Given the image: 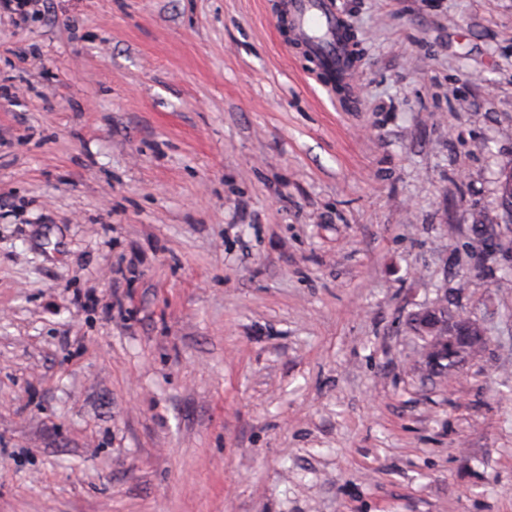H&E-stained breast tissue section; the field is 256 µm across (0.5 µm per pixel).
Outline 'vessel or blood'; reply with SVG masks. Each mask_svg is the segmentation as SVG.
<instances>
[{"label": "vessel or blood", "instance_id": "b4317fda", "mask_svg": "<svg viewBox=\"0 0 512 512\" xmlns=\"http://www.w3.org/2000/svg\"><path fill=\"white\" fill-rule=\"evenodd\" d=\"M278 12L324 74L350 77L352 48L336 0H279Z\"/></svg>", "mask_w": 512, "mask_h": 512}]
</instances>
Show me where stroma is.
I'll list each match as a JSON object with an SVG mask.
<instances>
[{
    "instance_id": "1",
    "label": "stroma",
    "mask_w": 512,
    "mask_h": 512,
    "mask_svg": "<svg viewBox=\"0 0 512 512\" xmlns=\"http://www.w3.org/2000/svg\"><path fill=\"white\" fill-rule=\"evenodd\" d=\"M338 4L0 16V512H512V0ZM279 18L291 38L299 43L318 67L329 77L340 70L349 83L352 48L345 31L344 18L335 0H279ZM458 333H453V336H432L430 339V347L428 349L427 357L424 359L425 368L430 372L435 360L438 358L440 352L446 355L448 353V361L442 362V369L440 371H447L448 374L454 373L458 366L462 365L466 359L463 354L450 352L453 351L459 341H466L472 344L473 351L471 358L476 356L484 347L486 343V333L483 332L482 336H476V324L468 317H460L458 323Z\"/></svg>"
}]
</instances>
